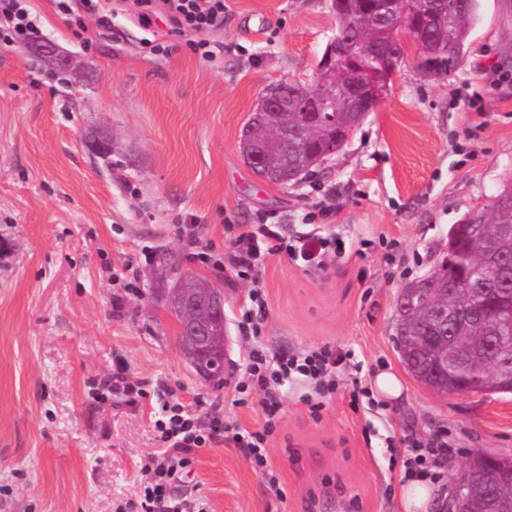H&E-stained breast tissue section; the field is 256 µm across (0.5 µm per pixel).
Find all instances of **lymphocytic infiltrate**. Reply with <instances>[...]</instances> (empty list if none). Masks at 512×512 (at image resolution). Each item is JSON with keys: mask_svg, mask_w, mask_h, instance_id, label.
<instances>
[{"mask_svg": "<svg viewBox=\"0 0 512 512\" xmlns=\"http://www.w3.org/2000/svg\"><path fill=\"white\" fill-rule=\"evenodd\" d=\"M54 2L59 14L68 17L79 28L84 25V16L99 15L106 19L120 11L146 29L153 27L157 20H165L171 33L190 37L191 48L205 59L214 55L207 34L223 27L227 10L226 0ZM38 33L29 0H0V46L29 44ZM232 244L227 261L210 259L204 252L199 258L211 263L216 270L228 267L237 278L251 284L250 304L242 310L240 328L250 335L253 344L245 357L244 375L235 389L241 394L252 387L261 391L262 427L250 432L215 419L205 422L180 401H165L164 416L154 423L158 452L151 460L146 486L139 492L137 501L129 505L131 512H207L206 508L179 499L173 492L178 470L185 466V456L191 449L228 441L235 447L246 449L254 468L266 470L268 444L279 429L283 386L288 383L308 386L310 393L305 401L315 411L323 408L326 397L336 391V368L342 358L335 350L324 346L286 354L264 345L260 317L267 298L261 280L266 256L283 251L304 267L321 269L330 256L341 254V242L333 233L318 229L289 242L279 225L261 223L237 225Z\"/></svg>", "mask_w": 512, "mask_h": 512, "instance_id": "f902f5d3", "label": "lymphocytic infiltrate"}]
</instances>
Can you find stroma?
<instances>
[{"label": "stroma", "mask_w": 512, "mask_h": 512, "mask_svg": "<svg viewBox=\"0 0 512 512\" xmlns=\"http://www.w3.org/2000/svg\"><path fill=\"white\" fill-rule=\"evenodd\" d=\"M30 5L42 41L74 67L0 49V512H115L147 478L167 389L259 427L258 404H233V380H202L179 348L166 302L178 268L223 290L235 375L249 348L239 321L251 284L189 255L194 224L220 255L232 250L228 224L336 233L346 252L324 269L267 257L263 334L278 351L328 345L346 358L320 414L305 387L285 386L268 449L278 490L220 442L192 453L180 497L209 512H326L333 498L351 512H405L402 438L444 431L451 451L419 510L440 512L471 454H512V395L431 392L401 363L392 321L400 289L432 268L449 227L512 172V0H479L454 73L425 74L408 56L343 150L286 186L253 173L240 130L268 85H314L336 31L331 0H230L209 61L162 22L147 31L123 14L105 25L88 15L80 38L53 0ZM148 38L170 54L146 53ZM127 263L137 288L122 297L112 276ZM119 369L144 385L136 404L98 396ZM383 370L400 396L352 407L353 379Z\"/></svg>", "instance_id": "obj_1"}]
</instances>
